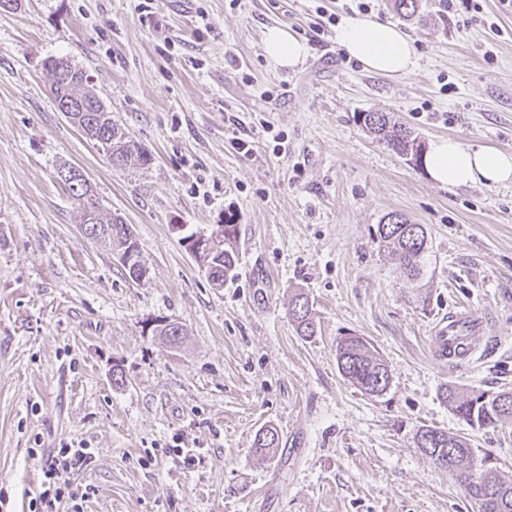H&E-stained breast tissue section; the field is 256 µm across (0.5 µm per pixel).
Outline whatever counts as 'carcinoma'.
<instances>
[{
    "label": "carcinoma",
    "instance_id": "obj_1",
    "mask_svg": "<svg viewBox=\"0 0 512 512\" xmlns=\"http://www.w3.org/2000/svg\"><path fill=\"white\" fill-rule=\"evenodd\" d=\"M57 57H48L43 67L50 76L49 93L52 101L61 96L87 97L102 103L99 96L87 88V82L79 78L62 84L56 74ZM358 121L365 129L382 141L389 149L400 156L422 161V142L403 124L392 120L385 112H362ZM151 157L144 156L139 147L122 148L112 152V166L123 168L138 163L145 165ZM79 201L81 213L100 210L95 194L90 188L72 192ZM100 233L107 234L108 248L116 252L128 240L130 226L118 217L108 220L98 218ZM380 239L391 248L404 269L412 273L417 270L420 254L426 245L425 229L420 224H410L400 214H388L377 228ZM238 224L235 215L224 216V246L210 253L201 264L214 270L219 277L226 279L235 276L238 262ZM289 315L294 322L297 334L312 337L318 331L312 304L304 293L294 294ZM156 334L165 337L169 343L178 344L183 339V326L170 322L156 328ZM336 360L339 371L361 391L379 395L390 383V373L384 361L374 354L367 340L361 336H345L337 344ZM443 399L452 411L467 425L477 428L495 427L512 422V391L460 394L453 387H445ZM418 448H433L438 454H429L432 461L447 470L463 487L467 495L478 505L479 512H512V483L503 480L497 470L489 466L478 467L474 461V451L463 436L450 435L447 431L423 426L416 432ZM280 445L276 428L266 427L255 436L253 446L257 452L267 456Z\"/></svg>",
    "mask_w": 512,
    "mask_h": 512
}]
</instances>
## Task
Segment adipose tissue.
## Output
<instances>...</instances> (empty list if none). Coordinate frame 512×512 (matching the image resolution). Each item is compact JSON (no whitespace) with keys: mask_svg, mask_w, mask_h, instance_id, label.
<instances>
[{"mask_svg":"<svg viewBox=\"0 0 512 512\" xmlns=\"http://www.w3.org/2000/svg\"><path fill=\"white\" fill-rule=\"evenodd\" d=\"M339 48L365 71L398 79L413 73L419 57L406 33L397 25L364 14L347 19L336 33ZM268 58L278 67L302 63L306 45L288 28H268L264 37ZM424 163L430 176L448 186L512 182V153L488 147H465L448 138L434 141Z\"/></svg>","mask_w":512,"mask_h":512,"instance_id":"obj_1","label":"adipose tissue"}]
</instances>
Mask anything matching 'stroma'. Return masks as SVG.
<instances>
[{
  "instance_id": "1",
  "label": "stroma",
  "mask_w": 512,
  "mask_h": 512,
  "mask_svg": "<svg viewBox=\"0 0 512 512\" xmlns=\"http://www.w3.org/2000/svg\"><path fill=\"white\" fill-rule=\"evenodd\" d=\"M349 0H22L0 10V512H28L33 448L94 449L85 512H478L415 442L466 437L512 480V423L469 427L442 398L512 390V184L443 186L377 142L357 113L388 112L424 143L512 152V5L480 0L423 22L393 0L370 13L412 39L390 79L345 58ZM307 48L292 69L268 27ZM68 57L152 156L115 168L54 107L43 63ZM250 142V154L235 141ZM79 167L104 215L129 224L136 281L80 224L57 168ZM238 224L237 277L214 288L184 233ZM392 212L425 225L408 277L377 236ZM308 294L318 331L288 316ZM468 308L489 331L440 360L435 323ZM155 319L185 330L179 346ZM367 339L391 375L379 396L340 373L341 337ZM121 368L126 384L115 387ZM281 444L257 456L265 426ZM178 448H197L186 468ZM150 464H143L144 455ZM264 46L268 58L281 68L296 67L303 62L307 54L306 45L287 27L268 28Z\"/></svg>"
}]
</instances>
